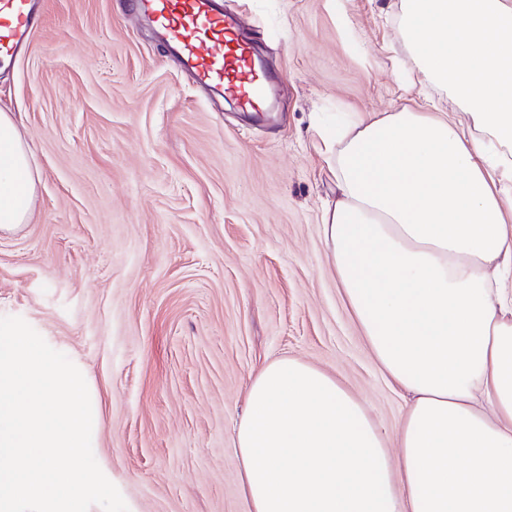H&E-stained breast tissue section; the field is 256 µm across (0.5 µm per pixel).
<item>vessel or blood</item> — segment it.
I'll return each instance as SVG.
<instances>
[{"mask_svg": "<svg viewBox=\"0 0 512 512\" xmlns=\"http://www.w3.org/2000/svg\"><path fill=\"white\" fill-rule=\"evenodd\" d=\"M133 13L154 27L200 86L241 111H266L270 77L237 18L216 0H135ZM39 23L35 0H0V67L16 60Z\"/></svg>", "mask_w": 512, "mask_h": 512, "instance_id": "obj_1", "label": "vessel or blood"}]
</instances>
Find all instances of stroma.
Returning a JSON list of instances; mask_svg holds the SVG:
<instances>
[{
  "mask_svg": "<svg viewBox=\"0 0 512 512\" xmlns=\"http://www.w3.org/2000/svg\"><path fill=\"white\" fill-rule=\"evenodd\" d=\"M276 80L269 112L197 87L129 0H41L0 72L39 173L0 237V316L86 379L94 457L129 512H244L234 430L267 361L340 378L394 434L403 395L345 307L322 235L317 113L395 112L430 89L394 40L399 0H222Z\"/></svg>",
  "mask_w": 512,
  "mask_h": 512,
  "instance_id": "35a3bbf8",
  "label": "stroma"
}]
</instances>
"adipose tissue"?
I'll list each match as a JSON object with an SVG mask.
<instances>
[{
  "instance_id": "1",
  "label": "adipose tissue",
  "mask_w": 512,
  "mask_h": 512,
  "mask_svg": "<svg viewBox=\"0 0 512 512\" xmlns=\"http://www.w3.org/2000/svg\"><path fill=\"white\" fill-rule=\"evenodd\" d=\"M398 36L450 109L356 112L312 142L341 296L407 397L394 438L338 378L282 357L235 434L245 512H512V0H401ZM35 174L0 113V231Z\"/></svg>"
}]
</instances>
